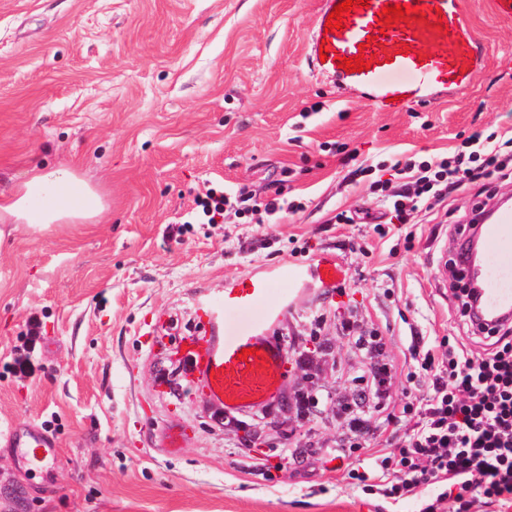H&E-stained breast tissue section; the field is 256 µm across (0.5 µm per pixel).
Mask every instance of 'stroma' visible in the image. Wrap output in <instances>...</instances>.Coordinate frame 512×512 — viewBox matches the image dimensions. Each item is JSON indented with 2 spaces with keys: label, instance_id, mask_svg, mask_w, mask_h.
Wrapping results in <instances>:
<instances>
[{
  "label": "stroma",
  "instance_id": "1",
  "mask_svg": "<svg viewBox=\"0 0 512 512\" xmlns=\"http://www.w3.org/2000/svg\"><path fill=\"white\" fill-rule=\"evenodd\" d=\"M318 0H0V193L35 168L67 167L102 194L95 224L0 226V361L40 322L34 377L0 373V512H420L440 489L393 501L349 477L358 443L397 449L386 414L422 393L413 336L466 335L434 278L454 225L512 195L490 174L380 235L382 205L345 155L374 165L454 152L474 130L512 137V17L467 0L486 60L459 96L382 112L311 73ZM297 211L195 218L212 184ZM360 213L340 224L337 213ZM335 259L334 287L291 292L273 331L287 406L216 416L157 338L197 325L201 293L270 268ZM392 368L386 396L361 375ZM363 410L367 431L350 429ZM35 422L56 444L33 477L7 442ZM172 425L179 454L162 449ZM261 444L242 443L244 428Z\"/></svg>",
  "mask_w": 512,
  "mask_h": 512
}]
</instances>
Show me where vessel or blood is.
<instances>
[{
    "instance_id": "vessel-or-blood-1",
    "label": "vessel or blood",
    "mask_w": 512,
    "mask_h": 512,
    "mask_svg": "<svg viewBox=\"0 0 512 512\" xmlns=\"http://www.w3.org/2000/svg\"><path fill=\"white\" fill-rule=\"evenodd\" d=\"M340 0H321L307 42L306 61L317 75L336 82L340 89L384 112H400L425 105L440 95H458L475 80L485 56L482 40L469 26L463 0H367L366 7L347 17L343 29L329 32L326 20ZM404 3L424 9L421 22L398 23L383 29L378 21L382 7ZM443 19L448 32L433 28ZM407 51H400V44ZM365 55L371 67L349 73L339 68L343 57ZM476 246L482 260L476 269L482 288L483 314L497 318L512 315V207H504L479 225L474 239H461L459 253ZM279 270L229 284L224 292L197 302L200 340L185 352L192 370L215 407L243 411L264 407L280 390L285 349L270 336L267 325L287 311L289 295L267 305L271 282ZM264 306L261 321L243 319V312ZM247 360H240L241 350ZM9 438L27 460L31 472L51 466L55 444L39 427L25 425L10 430Z\"/></svg>"
}]
</instances>
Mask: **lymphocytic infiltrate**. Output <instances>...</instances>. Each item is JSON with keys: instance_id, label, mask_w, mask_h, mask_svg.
<instances>
[{"instance_id": "lymphocytic-infiltrate-1", "label": "lymphocytic infiltrate", "mask_w": 512, "mask_h": 512, "mask_svg": "<svg viewBox=\"0 0 512 512\" xmlns=\"http://www.w3.org/2000/svg\"><path fill=\"white\" fill-rule=\"evenodd\" d=\"M468 145V151L435 160L395 161L393 169L404 183L393 189L376 179L370 188L387 199L391 219L406 224L415 203L433 207L488 169L502 172L512 165V156L492 137L477 131ZM469 332L480 349L449 346L448 362L441 366L424 337H413L411 358L419 376L431 380L427 403L399 451L366 454L364 469L352 472L366 490L399 500L451 480L462 491L475 485L489 501L512 505V325L473 326Z\"/></svg>"}]
</instances>
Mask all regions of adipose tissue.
<instances>
[{
	"instance_id": "obj_1",
	"label": "adipose tissue",
	"mask_w": 512,
	"mask_h": 512,
	"mask_svg": "<svg viewBox=\"0 0 512 512\" xmlns=\"http://www.w3.org/2000/svg\"><path fill=\"white\" fill-rule=\"evenodd\" d=\"M105 210L99 192L73 170L38 171L9 197L0 199V223L38 228L48 224H82Z\"/></svg>"
}]
</instances>
